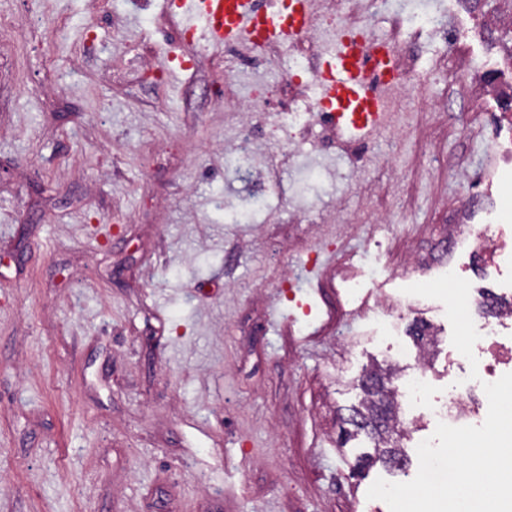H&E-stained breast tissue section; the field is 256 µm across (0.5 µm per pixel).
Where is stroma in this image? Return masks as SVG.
<instances>
[{"label":"stroma","mask_w":512,"mask_h":512,"mask_svg":"<svg viewBox=\"0 0 512 512\" xmlns=\"http://www.w3.org/2000/svg\"><path fill=\"white\" fill-rule=\"evenodd\" d=\"M180 2L0 0V512H389L369 487L419 459L363 465L346 419L376 364L445 393L462 295L498 291L447 234L477 199L512 225V175L476 180L512 102L455 76H484L480 21L512 0H347L302 69L187 29ZM423 10L458 37H408L423 100L341 136L326 49Z\"/></svg>","instance_id":"stroma-1"}]
</instances>
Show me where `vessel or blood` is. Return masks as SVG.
<instances>
[{"instance_id":"1","label":"vessel or blood","mask_w":512,"mask_h":512,"mask_svg":"<svg viewBox=\"0 0 512 512\" xmlns=\"http://www.w3.org/2000/svg\"><path fill=\"white\" fill-rule=\"evenodd\" d=\"M289 19L279 14H261L257 0H203L201 10L210 34L217 40H238L263 22L265 38L271 43L293 41L301 30L304 0H291ZM327 70L321 80L320 95L329 104L338 132L355 137L370 136L385 118L384 104L370 82V72L392 73L393 50L377 46L372 58L361 56L357 45L341 40L328 51Z\"/></svg>"}]
</instances>
